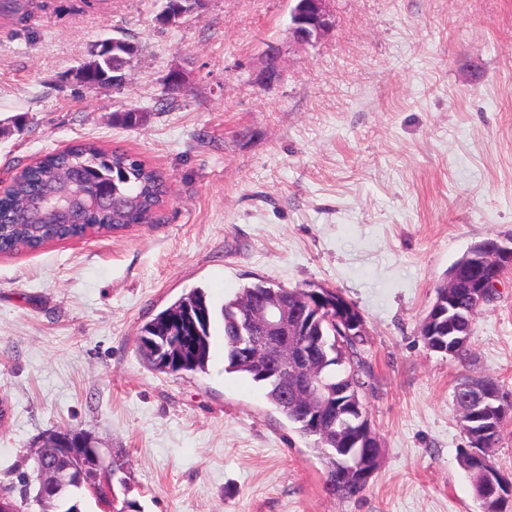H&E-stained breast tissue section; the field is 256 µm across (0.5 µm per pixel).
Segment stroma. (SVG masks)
<instances>
[{"mask_svg":"<svg viewBox=\"0 0 512 512\" xmlns=\"http://www.w3.org/2000/svg\"><path fill=\"white\" fill-rule=\"evenodd\" d=\"M163 5L0 0V182L91 139L168 189L149 223L0 253V487L40 512L36 446L76 428L140 512H482L453 391L490 376L512 399V272L465 360L420 327L470 245L512 235V0H329L313 46L289 34L290 0H207L174 26ZM109 37L138 49L123 84H78ZM130 108L143 123L119 121ZM260 279L338 289L365 318L382 460L360 497L329 493L314 438L225 372L221 320L206 372L139 356L182 294L220 304Z\"/></svg>","mask_w":512,"mask_h":512,"instance_id":"obj_1","label":"stroma"}]
</instances>
